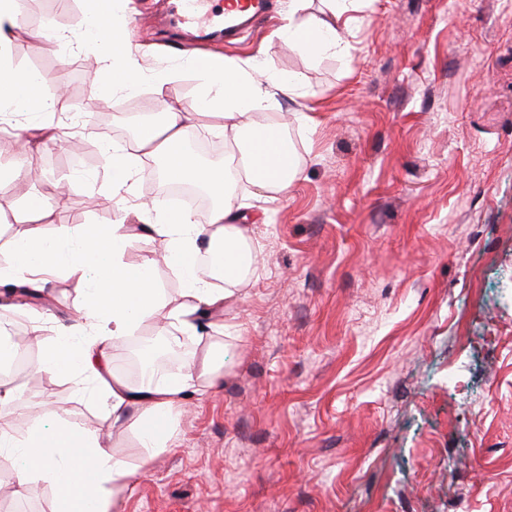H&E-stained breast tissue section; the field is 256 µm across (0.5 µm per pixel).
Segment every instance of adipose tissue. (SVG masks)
<instances>
[{"mask_svg": "<svg viewBox=\"0 0 512 512\" xmlns=\"http://www.w3.org/2000/svg\"><path fill=\"white\" fill-rule=\"evenodd\" d=\"M16 3L0 0V112L15 107L43 111L50 103L40 90L41 78L13 68L3 52L17 25ZM343 12L331 4L304 19L292 9L282 16L278 32L308 54L344 56L349 42L339 26ZM91 21L93 28L108 30L101 84L135 88L140 75L125 25L109 17L102 0H97ZM191 72L202 88L197 110L219 112L224 140L238 150L240 170L256 199L269 201L286 193L297 178L298 164L287 156L285 126L262 121L261 115L279 98L300 96L299 80L271 76L250 61L218 55L207 67L192 66ZM194 119V112L168 106L161 123L143 125L139 146L161 160L167 180L202 186L217 197L210 223H195L192 211L168 209L143 224L65 227L55 239L29 224L0 263V281L27 285L64 274L80 277L87 267L96 268L77 318L60 325L58 338L45 347L34 368L54 372L73 365L87 373L114 424L132 429L150 457L171 443L174 418L189 391L199 379L216 377V360L188 364L165 379L133 388L113 375L106 341L127 342L147 322L194 336L200 319L223 309L233 296L232 284L244 279L255 261L250 229L240 223L227 191L229 171L203 163L185 149L184 133ZM62 238L80 244L66 258L58 250ZM216 249L224 255L223 267L203 274L201 255ZM161 263L173 267L183 281L178 304L168 303L156 282L154 270ZM216 279L224 281V288L213 287ZM3 452L21 462L17 491H24L30 479L45 481L54 490L56 512H111L115 488L128 485L135 475L94 432L69 425L38 424L20 438L1 423Z\"/></svg>", "mask_w": 512, "mask_h": 512, "instance_id": "ef3b65f1", "label": "adipose tissue"}]
</instances>
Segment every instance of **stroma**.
Listing matches in <instances>:
<instances>
[{
	"mask_svg": "<svg viewBox=\"0 0 512 512\" xmlns=\"http://www.w3.org/2000/svg\"><path fill=\"white\" fill-rule=\"evenodd\" d=\"M290 6L269 0L219 48L300 77L301 98L267 114L287 124L300 174L252 225L248 278L189 340L190 356L215 353L222 368L177 416L173 445L145 461L87 375L31 382L26 367L0 368V385L23 377L47 425L95 432L135 469L112 512H512V0H356L344 57L275 36ZM110 9L138 56L131 90L99 88L86 0H20L8 53L55 106L0 115V170L15 169L24 126L52 125L57 139L0 188L1 218L51 232L112 224L119 202L167 208L147 157L122 201L104 149L136 152L158 104L193 111L186 62L200 48L167 40L164 0ZM78 143L93 146L89 163ZM32 195L43 211H28ZM48 292L53 306L13 321L50 342L85 291L62 276ZM54 503L34 479L23 497L0 496V512Z\"/></svg>",
	"mask_w": 512,
	"mask_h": 512,
	"instance_id": "stroma-1",
	"label": "stroma"
}]
</instances>
